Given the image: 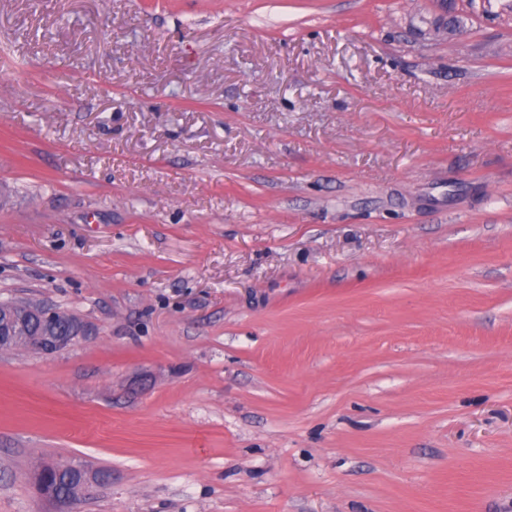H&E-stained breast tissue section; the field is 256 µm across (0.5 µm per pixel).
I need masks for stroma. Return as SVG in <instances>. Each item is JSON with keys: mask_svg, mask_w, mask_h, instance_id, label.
Masks as SVG:
<instances>
[{"mask_svg": "<svg viewBox=\"0 0 512 512\" xmlns=\"http://www.w3.org/2000/svg\"><path fill=\"white\" fill-rule=\"evenodd\" d=\"M0 0V512H512V0ZM10 309V319L5 322L0 320V350L16 348L26 344L42 354L50 355L58 349L73 344L84 336H89V329L83 319L70 315L62 327H53L58 317L57 311L45 307H30L18 303H1V307ZM32 320L43 325L37 331V325H32V331L24 336L19 335L20 330L26 331V322ZM73 467L74 466L71 465L58 466L59 472H52L48 476L49 483L54 486L58 493L64 494L58 495L54 490L45 487H41L39 492L45 498L59 504H70L91 495L93 489L104 481L100 478L99 473L92 475L80 468L78 470V475L71 480L69 486L68 477L70 476Z\"/></svg>", "mask_w": 512, "mask_h": 512, "instance_id": "1", "label": "stroma"}]
</instances>
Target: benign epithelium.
<instances>
[{
    "mask_svg": "<svg viewBox=\"0 0 512 512\" xmlns=\"http://www.w3.org/2000/svg\"><path fill=\"white\" fill-rule=\"evenodd\" d=\"M7 307L10 309V319L0 321V350L24 344L42 354L50 355L89 335L85 321L78 316H68L65 324L56 328L53 323L58 317V312L53 309L18 303H9ZM29 320L42 324L43 328L35 333L19 335L20 331L26 330V322ZM101 483L99 475H92L80 469L78 475L71 480L68 492L59 495L45 487L40 488L39 492L44 497L64 505L91 495L93 489Z\"/></svg>",
    "mask_w": 512,
    "mask_h": 512,
    "instance_id": "obj_1",
    "label": "benign epithelium"
}]
</instances>
